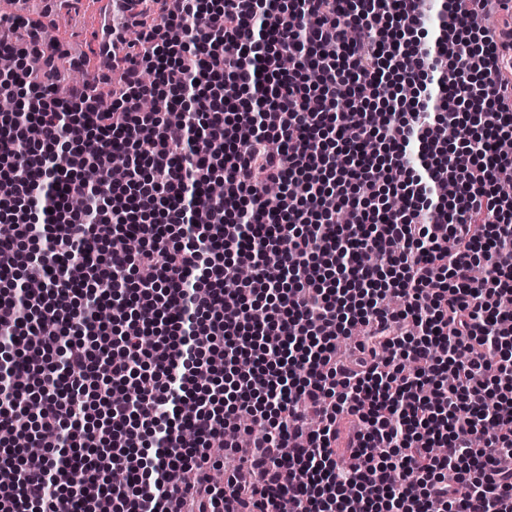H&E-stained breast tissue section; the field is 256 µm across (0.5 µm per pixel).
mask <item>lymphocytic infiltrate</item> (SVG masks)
Returning a JSON list of instances; mask_svg holds the SVG:
<instances>
[{
    "label": "lymphocytic infiltrate",
    "mask_w": 512,
    "mask_h": 512,
    "mask_svg": "<svg viewBox=\"0 0 512 512\" xmlns=\"http://www.w3.org/2000/svg\"><path fill=\"white\" fill-rule=\"evenodd\" d=\"M141 2L64 91L42 22L0 34V282H44L0 293V431L35 396L55 435L0 512H512V0L428 42L427 0Z\"/></svg>",
    "instance_id": "lymphocytic-infiltrate-1"
}]
</instances>
